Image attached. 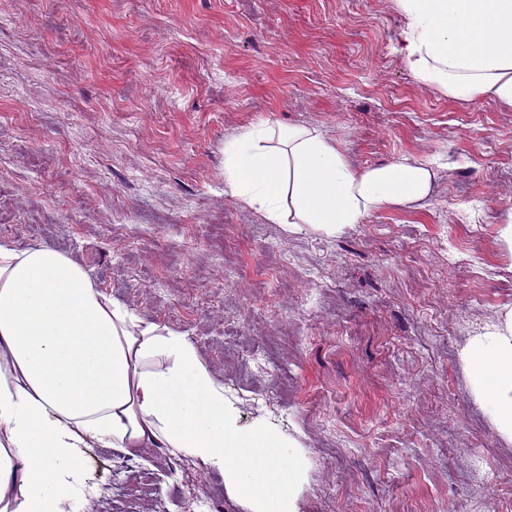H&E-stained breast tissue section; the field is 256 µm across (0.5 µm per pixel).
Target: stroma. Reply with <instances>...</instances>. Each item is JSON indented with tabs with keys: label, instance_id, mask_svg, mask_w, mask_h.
<instances>
[{
	"label": "stroma",
	"instance_id": "1",
	"mask_svg": "<svg viewBox=\"0 0 512 512\" xmlns=\"http://www.w3.org/2000/svg\"><path fill=\"white\" fill-rule=\"evenodd\" d=\"M395 0H0V239L186 334L241 426L310 461L299 512H512L469 339L512 309V109L420 82ZM320 129L425 201L327 236L224 191V143ZM83 512H249L217 470L94 444Z\"/></svg>",
	"mask_w": 512,
	"mask_h": 512
}]
</instances>
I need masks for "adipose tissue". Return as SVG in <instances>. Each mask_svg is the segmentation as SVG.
Returning a JSON list of instances; mask_svg holds the SVG:
<instances>
[{
  "instance_id": "1",
  "label": "adipose tissue",
  "mask_w": 512,
  "mask_h": 512,
  "mask_svg": "<svg viewBox=\"0 0 512 512\" xmlns=\"http://www.w3.org/2000/svg\"><path fill=\"white\" fill-rule=\"evenodd\" d=\"M394 49L452 98L512 107V0H395ZM441 156L362 171L321 131L268 121L224 144V186L273 224L336 235L431 191ZM473 393L512 442V309L462 352ZM154 444L223 472L250 512H297L310 466L264 422L243 427L184 334L144 321L69 256L0 240V512H78L84 452Z\"/></svg>"
}]
</instances>
